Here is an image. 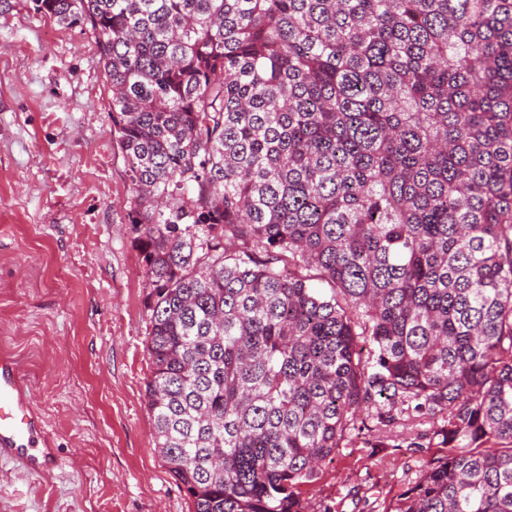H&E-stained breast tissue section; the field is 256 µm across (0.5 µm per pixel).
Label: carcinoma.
<instances>
[{"label":"carcinoma","instance_id":"cac0c4a2","mask_svg":"<svg viewBox=\"0 0 512 512\" xmlns=\"http://www.w3.org/2000/svg\"><path fill=\"white\" fill-rule=\"evenodd\" d=\"M34 4L95 37L194 512H307L364 410L448 448L394 512H512V0Z\"/></svg>","mask_w":512,"mask_h":512}]
</instances>
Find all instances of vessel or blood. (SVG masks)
<instances>
[{"instance_id": "obj_1", "label": "vessel or blood", "mask_w": 512, "mask_h": 512, "mask_svg": "<svg viewBox=\"0 0 512 512\" xmlns=\"http://www.w3.org/2000/svg\"><path fill=\"white\" fill-rule=\"evenodd\" d=\"M41 424L24 395V386L12 357L0 353V456L18 453L27 467L43 471L55 464L44 447Z\"/></svg>"}]
</instances>
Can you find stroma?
<instances>
[{"label":"stroma","instance_id":"35a3bbf8","mask_svg":"<svg viewBox=\"0 0 512 512\" xmlns=\"http://www.w3.org/2000/svg\"><path fill=\"white\" fill-rule=\"evenodd\" d=\"M110 98L88 27L0 0V351L63 461L0 464V512H193L146 404L150 284ZM442 454L358 437L303 497L309 512H394Z\"/></svg>","mask_w":512,"mask_h":512}]
</instances>
